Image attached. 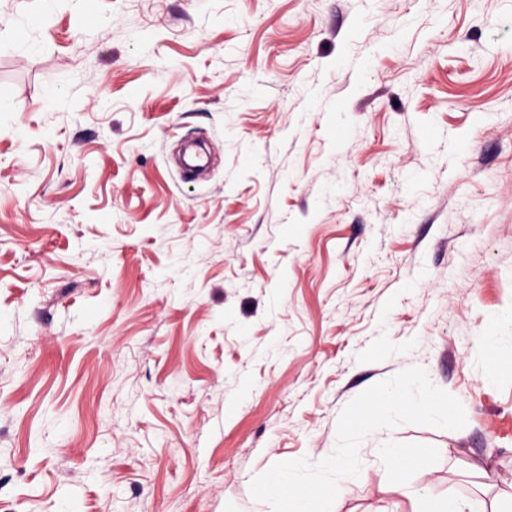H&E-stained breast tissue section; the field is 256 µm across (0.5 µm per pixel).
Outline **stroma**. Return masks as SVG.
I'll return each mask as SVG.
<instances>
[{"instance_id": "stroma-1", "label": "stroma", "mask_w": 512, "mask_h": 512, "mask_svg": "<svg viewBox=\"0 0 512 512\" xmlns=\"http://www.w3.org/2000/svg\"><path fill=\"white\" fill-rule=\"evenodd\" d=\"M0 0V512L512 505V0Z\"/></svg>"}]
</instances>
